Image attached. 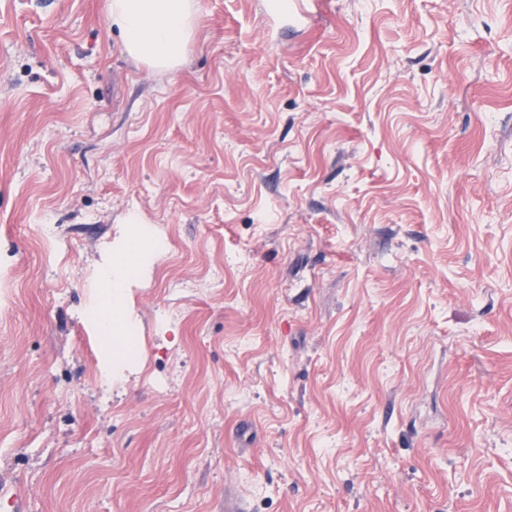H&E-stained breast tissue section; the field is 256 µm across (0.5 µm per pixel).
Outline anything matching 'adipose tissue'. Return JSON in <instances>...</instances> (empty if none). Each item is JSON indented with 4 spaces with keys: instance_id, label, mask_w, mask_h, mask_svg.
<instances>
[{
    "instance_id": "ef3b65f1",
    "label": "adipose tissue",
    "mask_w": 512,
    "mask_h": 512,
    "mask_svg": "<svg viewBox=\"0 0 512 512\" xmlns=\"http://www.w3.org/2000/svg\"><path fill=\"white\" fill-rule=\"evenodd\" d=\"M107 18L132 59L171 72L182 63L193 36L197 0H107ZM157 240L153 226L130 215L124 249L100 265L90 285L92 299L85 317L99 340L102 385L122 384L140 365L139 322L130 286L156 256Z\"/></svg>"
}]
</instances>
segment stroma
<instances>
[{"mask_svg":"<svg viewBox=\"0 0 512 512\" xmlns=\"http://www.w3.org/2000/svg\"><path fill=\"white\" fill-rule=\"evenodd\" d=\"M273 2L160 72L106 0H0V512H512V0ZM127 224L125 247L113 258L111 253L98 268L85 312L99 339L98 378L102 385L112 387L125 382L140 365L141 336L129 287L159 252L153 226L141 224L135 213L130 214Z\"/></svg>","mask_w":512,"mask_h":512,"instance_id":"obj_1","label":"stroma"}]
</instances>
